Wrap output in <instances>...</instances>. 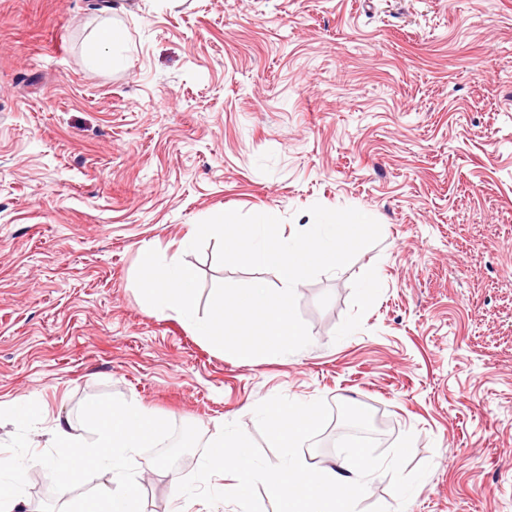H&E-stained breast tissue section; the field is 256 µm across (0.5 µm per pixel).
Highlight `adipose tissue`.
Listing matches in <instances>:
<instances>
[{
  "instance_id": "1",
  "label": "adipose tissue",
  "mask_w": 512,
  "mask_h": 512,
  "mask_svg": "<svg viewBox=\"0 0 512 512\" xmlns=\"http://www.w3.org/2000/svg\"><path fill=\"white\" fill-rule=\"evenodd\" d=\"M88 417L96 431L94 440L75 434L67 421H56L51 431L59 453L45 465L55 471L59 492L69 493L76 483L88 481L94 468L104 465L112 471L111 485L100 486L76 512H142L128 465L139 449L155 444L164 428L163 420L142 405L125 400L94 405Z\"/></svg>"
}]
</instances>
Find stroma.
<instances>
[{
    "instance_id": "stroma-1",
    "label": "stroma",
    "mask_w": 512,
    "mask_h": 512,
    "mask_svg": "<svg viewBox=\"0 0 512 512\" xmlns=\"http://www.w3.org/2000/svg\"><path fill=\"white\" fill-rule=\"evenodd\" d=\"M0 0V426L29 471L26 512H69L44 458L57 418L93 438L91 403L139 402L166 429L131 471L170 512L177 431L198 468L236 422L265 459L255 406L281 394L368 408L381 450L413 434L429 464L405 512H512V0ZM122 57L90 62L105 24ZM376 219L379 243L301 282L309 346L240 361L158 311L141 247L218 283L275 271L189 251L200 221L309 207Z\"/></svg>"
}]
</instances>
